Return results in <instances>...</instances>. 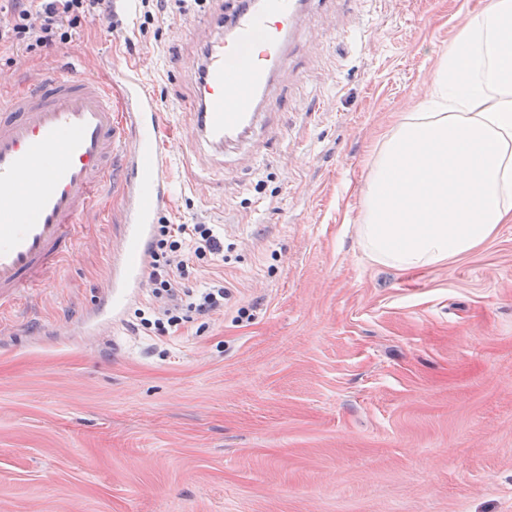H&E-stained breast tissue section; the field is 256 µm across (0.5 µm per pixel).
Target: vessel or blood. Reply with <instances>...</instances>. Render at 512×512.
I'll return each mask as SVG.
<instances>
[{
  "instance_id": "obj_1",
  "label": "vessel or blood",
  "mask_w": 512,
  "mask_h": 512,
  "mask_svg": "<svg viewBox=\"0 0 512 512\" xmlns=\"http://www.w3.org/2000/svg\"><path fill=\"white\" fill-rule=\"evenodd\" d=\"M318 2L241 0L228 19L214 20L217 35L195 69L194 105L196 131L212 149L251 132L300 16ZM170 135L157 99L132 76L117 99L96 78L58 75L0 99V309L32 299L73 251L79 219L100 208L118 155L125 208L104 299L117 309L143 287L154 226L173 198L162 149ZM36 170L40 180L30 181Z\"/></svg>"
}]
</instances>
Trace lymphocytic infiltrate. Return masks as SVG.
<instances>
[{
    "mask_svg": "<svg viewBox=\"0 0 512 512\" xmlns=\"http://www.w3.org/2000/svg\"><path fill=\"white\" fill-rule=\"evenodd\" d=\"M10 16L0 18V46L37 53L70 43L72 30L96 0H13ZM149 282L153 304L139 325L165 333L186 322L223 313L229 289L222 281L194 290L186 287L192 265L224 258V238L215 224L160 222L150 249Z\"/></svg>",
    "mask_w": 512,
    "mask_h": 512,
    "instance_id": "1",
    "label": "lymphocytic infiltrate"
}]
</instances>
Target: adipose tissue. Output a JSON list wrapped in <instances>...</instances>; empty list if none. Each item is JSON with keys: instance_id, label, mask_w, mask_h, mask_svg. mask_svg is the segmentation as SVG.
I'll return each instance as SVG.
<instances>
[{"instance_id": "adipose-tissue-1", "label": "adipose tissue", "mask_w": 512, "mask_h": 512, "mask_svg": "<svg viewBox=\"0 0 512 512\" xmlns=\"http://www.w3.org/2000/svg\"><path fill=\"white\" fill-rule=\"evenodd\" d=\"M511 222L512 0H485L378 152L360 242L409 271L463 258Z\"/></svg>"}]
</instances>
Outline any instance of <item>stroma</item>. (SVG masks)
I'll use <instances>...</instances> for the list:
<instances>
[{"instance_id": "obj_1", "label": "stroma", "mask_w": 512, "mask_h": 512, "mask_svg": "<svg viewBox=\"0 0 512 512\" xmlns=\"http://www.w3.org/2000/svg\"><path fill=\"white\" fill-rule=\"evenodd\" d=\"M234 2L145 26L105 0L48 57L0 51L10 77L154 92L174 125L162 217L223 226L231 289L162 336L133 326L150 288L111 315L113 175L46 286L0 312V512H512V223L409 272L359 238L385 134L483 0H325L220 153L195 130L194 60Z\"/></svg>"}]
</instances>
